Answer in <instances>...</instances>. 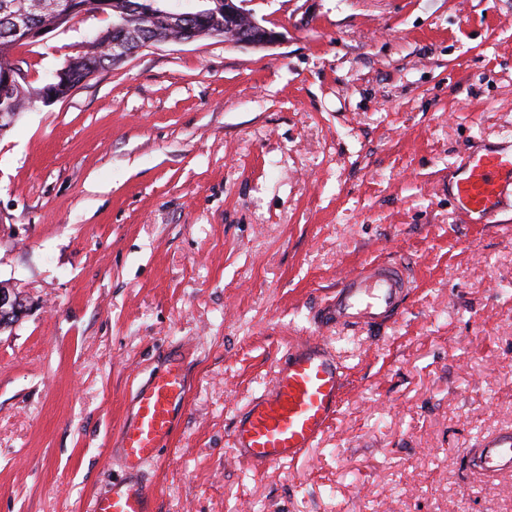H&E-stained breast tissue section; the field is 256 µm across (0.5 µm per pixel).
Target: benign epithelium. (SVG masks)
Wrapping results in <instances>:
<instances>
[{"instance_id":"obj_1","label":"benign epithelium","mask_w":512,"mask_h":512,"mask_svg":"<svg viewBox=\"0 0 512 512\" xmlns=\"http://www.w3.org/2000/svg\"><path fill=\"white\" fill-rule=\"evenodd\" d=\"M198 12L191 14L197 20L210 17L224 18V40L236 44L269 46L280 42L284 35L272 27L259 22L243 7L246 0H201ZM104 3L101 0H51L47 9L36 14L19 11L13 4L0 6V21L8 28L9 35L17 42H35L50 31L71 22V18L101 13ZM158 15L164 19L166 27L165 42L186 43L199 38L198 29L183 22L184 15L163 10ZM158 42L145 33V28L136 26L112 43H101L98 54L120 62L140 48ZM27 78L25 70L15 61L0 66V99H9L12 91ZM26 307L20 305L10 288L0 289V331L6 330L25 313Z\"/></svg>"}]
</instances>
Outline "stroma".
<instances>
[{
	"label": "stroma",
	"instance_id": "obj_1",
	"mask_svg": "<svg viewBox=\"0 0 512 512\" xmlns=\"http://www.w3.org/2000/svg\"><path fill=\"white\" fill-rule=\"evenodd\" d=\"M269 47L155 43L0 135V512H88L126 471L132 398L189 383L144 465L157 512H512L466 448L512 428V211L465 224L466 151L512 142V0H247ZM11 56L42 86L107 28ZM405 262L403 311L319 326L344 269ZM342 365L300 459L240 465L230 433L289 347ZM25 311L26 306L20 305L12 289H0V331L12 327Z\"/></svg>",
	"mask_w": 512,
	"mask_h": 512
}]
</instances>
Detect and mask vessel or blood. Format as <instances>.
I'll return each instance as SVG.
<instances>
[{"instance_id":"1","label":"vessel or blood","mask_w":512,"mask_h":512,"mask_svg":"<svg viewBox=\"0 0 512 512\" xmlns=\"http://www.w3.org/2000/svg\"><path fill=\"white\" fill-rule=\"evenodd\" d=\"M448 193L466 223L485 224L512 198V149L490 145L465 153ZM412 282L406 264L371 261L351 268L328 300L322 326H371L399 314ZM344 373L330 347L312 336L288 349L272 388L255 397L233 429L239 460L269 467L294 460L315 446L340 407ZM186 403L181 363L170 362L136 395L132 418L121 429L127 467L138 470L165 447ZM470 468L486 479L512 472V430L482 438L465 453ZM152 496L125 479L94 499L90 512H151Z\"/></svg>"}]
</instances>
